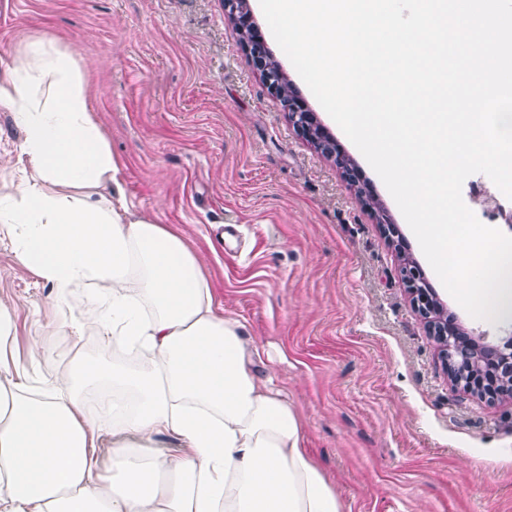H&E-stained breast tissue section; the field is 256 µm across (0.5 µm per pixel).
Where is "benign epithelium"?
<instances>
[{
	"instance_id": "1",
	"label": "benign epithelium",
	"mask_w": 512,
	"mask_h": 512,
	"mask_svg": "<svg viewBox=\"0 0 512 512\" xmlns=\"http://www.w3.org/2000/svg\"><path fill=\"white\" fill-rule=\"evenodd\" d=\"M224 8L229 21L242 36L243 47L268 90L283 101L293 127L325 155H337L339 149L315 113L309 109L296 90L284 91L280 87L279 74L269 70L264 41L256 36H250L251 13L248 6H239V0H224ZM400 276L424 321L428 334L433 336L441 349L451 381L464 392L481 400L493 401L505 396L508 388L512 386V336H501L498 344H488L487 336L468 331L448 319L443 303L434 291L427 287L425 274L402 265ZM461 341L466 343L470 350L481 354L490 362V371H473L470 376H464L466 369L458 358Z\"/></svg>"
}]
</instances>
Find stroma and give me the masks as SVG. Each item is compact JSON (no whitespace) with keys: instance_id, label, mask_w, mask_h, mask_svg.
<instances>
[{"instance_id":"1","label":"stroma","mask_w":512,"mask_h":512,"mask_svg":"<svg viewBox=\"0 0 512 512\" xmlns=\"http://www.w3.org/2000/svg\"><path fill=\"white\" fill-rule=\"evenodd\" d=\"M283 72L356 162L426 258L394 199L349 145L275 41ZM46 37L81 59L88 100L121 161L125 201L180 231L215 298L262 355L306 432L342 512H512V402L454 386L400 279V252L360 204L334 159L292 126L240 44L224 0H0V65ZM22 134L0 110V193L21 192ZM449 313L495 338L506 321L472 318L433 270ZM0 306L18 352L44 338L63 369L71 339L48 284L0 238Z\"/></svg>"}]
</instances>
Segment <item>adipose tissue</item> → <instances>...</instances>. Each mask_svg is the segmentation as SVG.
<instances>
[{"label": "adipose tissue", "instance_id": "ef3b65f1", "mask_svg": "<svg viewBox=\"0 0 512 512\" xmlns=\"http://www.w3.org/2000/svg\"><path fill=\"white\" fill-rule=\"evenodd\" d=\"M0 109L23 133L20 195L0 193V237L66 305L73 336L130 364L74 353L40 384L0 309V512H341L298 412L225 316L198 255L126 204L121 164L88 105L80 60L28 41L0 67ZM176 435L180 455L153 448ZM113 446L102 466L96 449Z\"/></svg>", "mask_w": 512, "mask_h": 512}]
</instances>
